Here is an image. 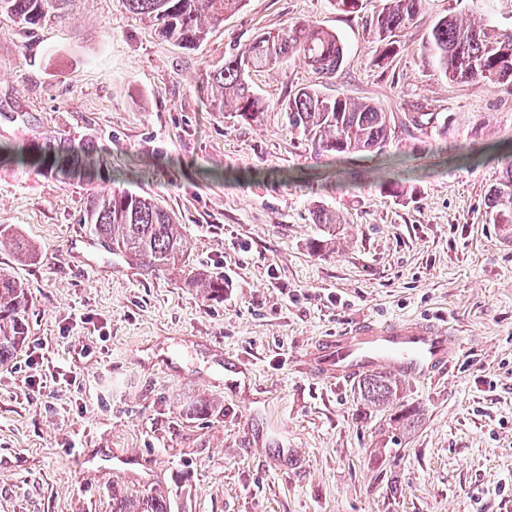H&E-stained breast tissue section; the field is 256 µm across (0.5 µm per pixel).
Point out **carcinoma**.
I'll list each match as a JSON object with an SVG mask.
<instances>
[{
    "label": "carcinoma",
    "mask_w": 512,
    "mask_h": 512,
    "mask_svg": "<svg viewBox=\"0 0 512 512\" xmlns=\"http://www.w3.org/2000/svg\"><path fill=\"white\" fill-rule=\"evenodd\" d=\"M69 0H0V13L12 16L28 32L47 18L65 17ZM243 0H122L132 13L149 21L163 37L186 47L207 38L224 23V14ZM423 0H385L374 16L379 53L377 64L400 52V33L420 13ZM496 0H475L478 17L463 21L450 13L431 28L424 51L436 72L451 82L490 80L512 84V28L493 24ZM344 47L339 37L304 21L275 33L258 34L248 46L224 58L206 75L201 91L213 112H235L252 118L262 111L248 78L253 71L275 69L296 56L323 74L340 66ZM290 126L302 129L316 151L354 155L381 149L390 133V115L382 108L347 95H329L306 87L290 95ZM0 165L22 166L62 182L90 186L84 223L107 242L112 254L139 261L149 268L176 264L184 252L178 225L169 213L148 199L109 188V168L102 151L85 135L58 133L39 136L26 146H0ZM486 217L490 224H512V161L488 191ZM196 287L208 299L224 296V279L200 277ZM29 297L24 284L0 274V364L13 360L26 341L25 315ZM362 399L384 407L396 397L397 384L383 372H372L359 383ZM111 512H171L167 498L112 490Z\"/></svg>",
    "instance_id": "obj_1"
}]
</instances>
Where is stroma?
Here are the masks:
<instances>
[{
	"label": "stroma",
	"mask_w": 512,
	"mask_h": 512,
	"mask_svg": "<svg viewBox=\"0 0 512 512\" xmlns=\"http://www.w3.org/2000/svg\"><path fill=\"white\" fill-rule=\"evenodd\" d=\"M381 7L244 0L191 48L120 0H73L29 32L0 14V144L91 136L185 240L163 270L88 249L85 186L0 166V227L36 252L0 246L30 298L27 341L0 365V512H110L116 486L172 512H512V244L485 221L512 88L428 64L433 22L471 0H423L379 66ZM296 20L339 36L335 74L293 60L251 73L256 117L206 111V74ZM303 87L390 112L386 145L317 153L288 125ZM317 204L342 220L319 253ZM200 273L223 298L202 297ZM402 315L452 320L459 353L435 382L398 380L392 407L304 370L319 338ZM198 397L218 412L186 415Z\"/></svg>",
	"instance_id": "obj_1"
}]
</instances>
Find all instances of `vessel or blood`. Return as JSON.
Instances as JSON below:
<instances>
[{
    "mask_svg": "<svg viewBox=\"0 0 512 512\" xmlns=\"http://www.w3.org/2000/svg\"><path fill=\"white\" fill-rule=\"evenodd\" d=\"M458 341L447 320H366L320 341L307 358L310 373L327 382L348 383L380 368L410 381L434 379L451 365Z\"/></svg>",
    "mask_w": 512,
    "mask_h": 512,
    "instance_id": "b4317fda",
    "label": "vessel or blood"
}]
</instances>
